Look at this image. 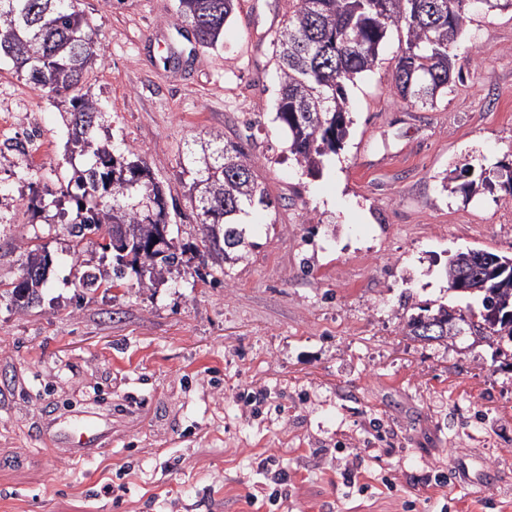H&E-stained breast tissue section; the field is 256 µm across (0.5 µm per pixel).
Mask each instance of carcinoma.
I'll use <instances>...</instances> for the list:
<instances>
[{"label": "carcinoma", "mask_w": 512, "mask_h": 512, "mask_svg": "<svg viewBox=\"0 0 512 512\" xmlns=\"http://www.w3.org/2000/svg\"><path fill=\"white\" fill-rule=\"evenodd\" d=\"M235 0H178L177 20L197 28L200 45L215 49L224 39V26ZM475 0H293L285 24L274 32L276 70L280 93L276 119L287 129L289 152L296 163L318 173L324 158L336 152L348 129L346 83L372 70L379 47L389 29L406 32L405 50L393 75L392 88L411 105L434 104L464 81L454 72L451 50L456 47L467 14ZM90 26L74 0H0V57L26 69L31 81L57 95L73 93L71 152L85 158L75 187L68 192L75 217L67 231L77 243L102 240L112 251V272L85 269L79 287L92 290L106 283L118 285L132 270L138 285L151 286L163 271L181 263L182 248L159 225L169 215L165 189L146 162L133 150L114 156L94 135L99 118L96 100L82 92V80L99 53ZM188 193L195 203L199 224L196 235L202 250L200 264L208 266L212 254L246 247L245 230L238 216L248 209L273 207L266 188L255 174V161L244 148L215 138L200 143L187 156ZM126 225L139 242H159L164 256L154 265L131 246L124 249L106 238L105 229ZM45 247L27 245L18 276L25 287L11 282L7 289L18 311L26 313L41 301L47 284L42 261ZM448 290L466 277L463 292L480 299L479 311L457 318L445 305L433 313L408 319L407 335L423 341H440L459 332L466 323L484 339H512V258L468 249L448 261Z\"/></svg>", "instance_id": "cac0c4a2"}]
</instances>
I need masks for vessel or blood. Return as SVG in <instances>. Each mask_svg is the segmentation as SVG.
Listing matches in <instances>:
<instances>
[{
  "label": "vessel or blood",
  "instance_id": "obj_1",
  "mask_svg": "<svg viewBox=\"0 0 512 512\" xmlns=\"http://www.w3.org/2000/svg\"><path fill=\"white\" fill-rule=\"evenodd\" d=\"M108 432V421L98 414H66L54 419L48 426L53 449L65 448L83 457L97 450Z\"/></svg>",
  "mask_w": 512,
  "mask_h": 512
}]
</instances>
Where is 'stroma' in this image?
<instances>
[{"label":"stroma","mask_w":512,"mask_h":512,"mask_svg":"<svg viewBox=\"0 0 512 512\" xmlns=\"http://www.w3.org/2000/svg\"><path fill=\"white\" fill-rule=\"evenodd\" d=\"M76 6L103 54L86 79L100 135L170 192L187 250L152 287L77 288L50 205L81 166L68 98L1 63L0 290L26 243L53 264L39 307L0 297V512H512V340L402 331L420 307L465 310L447 286L456 252L512 256L499 178L512 170V11L468 14L453 50L464 81L431 106L394 94L405 38L389 32L374 70L346 85L340 150L310 175L274 120L271 37L289 0H237L215 49L178 22L177 0ZM210 134L244 144L276 206L253 211L242 260H211L202 279L182 171ZM83 411L111 416V445L40 455L44 423ZM475 453L481 497L436 490ZM270 455L288 497L251 506ZM345 467L372 482L344 483Z\"/></svg>","instance_id":"stroma-1"}]
</instances>
